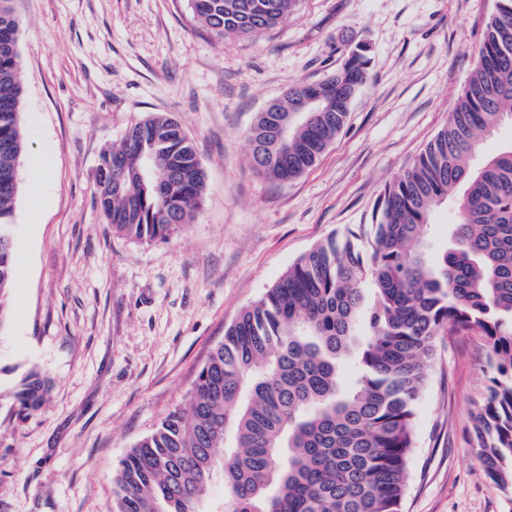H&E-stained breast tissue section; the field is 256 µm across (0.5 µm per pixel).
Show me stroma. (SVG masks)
I'll list each match as a JSON object with an SVG mask.
<instances>
[{"label": "stroma", "mask_w": 512, "mask_h": 512, "mask_svg": "<svg viewBox=\"0 0 512 512\" xmlns=\"http://www.w3.org/2000/svg\"><path fill=\"white\" fill-rule=\"evenodd\" d=\"M28 149L19 161L20 264L0 323V512H113L129 448L188 395L239 312L331 235L366 236L384 188L442 129L494 0H299L273 29L219 39L188 0H11ZM370 78L303 176L248 162L259 112L318 82L352 44ZM156 112L194 142L206 193L168 239L115 232L97 204L101 151ZM39 197H32L33 180ZM50 390L13 413L29 371ZM483 338L438 347L415 420L403 512H512L472 453L489 385Z\"/></svg>", "instance_id": "35a3bbf8"}]
</instances>
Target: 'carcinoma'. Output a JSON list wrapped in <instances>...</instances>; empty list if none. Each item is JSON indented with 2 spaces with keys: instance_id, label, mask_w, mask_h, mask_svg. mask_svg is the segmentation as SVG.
<instances>
[{
  "instance_id": "carcinoma-1",
  "label": "carcinoma",
  "mask_w": 512,
  "mask_h": 512,
  "mask_svg": "<svg viewBox=\"0 0 512 512\" xmlns=\"http://www.w3.org/2000/svg\"><path fill=\"white\" fill-rule=\"evenodd\" d=\"M0 0V231L13 229L18 166L26 151L19 23ZM299 0H189L216 37H254ZM369 47L329 76L367 81ZM322 83L295 84L279 106ZM271 112L249 134L252 167L274 180L311 168L342 129L331 106L296 119L281 156L256 150ZM512 120V0H496L470 78L448 124L380 196L371 245L334 235L294 262L243 308L210 353L189 407L169 412L129 449L113 479L115 512H207L209 481L224 478L220 512H401L417 405L438 345L475 331L487 348L490 386L473 418L472 449L490 480L512 486V143L481 155V137ZM97 201L112 231L165 240L203 200L202 162L179 122L158 112L105 149ZM463 189L460 195L454 194ZM451 205L450 245L426 239ZM16 245L0 249V321L15 286ZM49 391L23 377L17 413Z\"/></svg>"
}]
</instances>
